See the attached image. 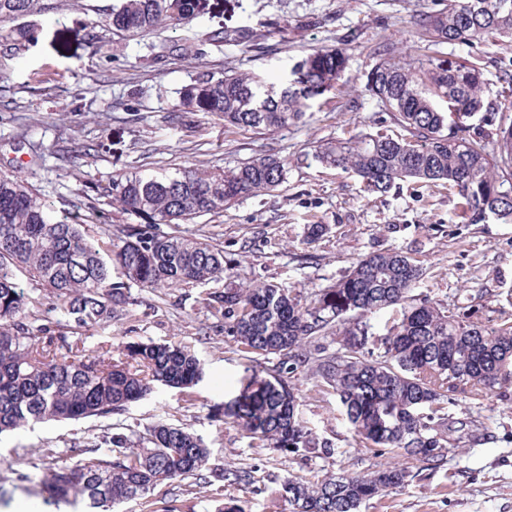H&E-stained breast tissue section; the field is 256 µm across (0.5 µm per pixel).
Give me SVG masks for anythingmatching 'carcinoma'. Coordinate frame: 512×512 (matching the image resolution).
Segmentation results:
<instances>
[{
	"instance_id": "obj_1",
	"label": "carcinoma",
	"mask_w": 512,
	"mask_h": 512,
	"mask_svg": "<svg viewBox=\"0 0 512 512\" xmlns=\"http://www.w3.org/2000/svg\"><path fill=\"white\" fill-rule=\"evenodd\" d=\"M38 0H0V21L33 12ZM206 0H113L103 17L115 34L175 27L205 9ZM446 0L420 26L440 44H472L512 36V0ZM345 54L320 47L291 70L283 88L235 73L199 78L180 92L185 112H211L237 128H279L303 115L304 102L335 89ZM367 90L415 140L362 133L321 145L312 159L350 170L371 191L385 193L399 181L443 182L464 201L470 224L491 218L512 222V123L490 96L480 68L444 55L414 68L389 50L369 73ZM286 179L283 163L266 155L222 173L179 169L132 175L115 183L113 200L144 224L125 230L120 244L90 242L82 225L54 214L37 189L19 175L0 174V434L48 420H81L125 410L156 385L187 389L204 367L181 346L133 341L118 358L79 359L66 340L29 335L25 300L17 284L25 273L51 288L56 308L79 327L120 320L128 297L125 282L143 288H178L224 278V252L181 230L179 224L218 213L239 199L270 191ZM156 224H171L160 232ZM117 264L125 281L112 280ZM423 276L411 256L394 248L358 260L336 283L303 306L291 290L273 283L229 288L212 298L228 333L248 353L245 383L213 414L230 418L257 448L329 453L298 417V393L289 375L309 367L315 386L336 395L357 444L402 450L436 466L455 446L456 426L444 413L455 396L475 399L512 384V318L493 329L478 311L456 312L426 300L409 306ZM400 308L386 334L370 333L369 318ZM343 337L336 352L328 339ZM272 357L270 368L262 361ZM211 451L190 431L157 423L144 434L92 437L80 458L38 480L48 502L86 501L112 512L124 501L151 493L164 481L205 474ZM410 472L386 466L367 475L340 474L317 482L288 479L283 492L293 512H359L361 504L402 488Z\"/></svg>"
}]
</instances>
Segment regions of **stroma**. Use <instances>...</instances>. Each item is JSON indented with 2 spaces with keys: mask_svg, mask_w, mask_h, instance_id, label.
<instances>
[{
  "mask_svg": "<svg viewBox=\"0 0 512 512\" xmlns=\"http://www.w3.org/2000/svg\"><path fill=\"white\" fill-rule=\"evenodd\" d=\"M42 2L41 14L0 22V172L25 177L55 214L79 217L92 242L139 225L138 217L112 202L113 182L133 172L222 171L272 153L285 160L287 178L272 191L186 225V233L223 250L221 281L130 285L121 321L77 327L53 310L49 288L19 276L28 321L46 325L79 353L116 355L128 341L175 343L197 353L204 377L189 389L156 388L108 417L45 421L0 435V512H17L22 503L36 512H86L82 501L44 505L24 492L20 476L43 474L71 458L83 438L142 433L159 421L188 427L211 448V466L247 468L253 481H166L117 512H215L220 504L289 512L281 495L288 476L314 481L381 466L409 468L413 477L405 488L366 501L359 512H512V398L484 397L487 430L462 438L437 469L390 448L356 445L335 396L315 391L302 369L292 379L300 417L331 445V454L256 448L232 421H212L215 406L238 393L246 355L207 302L227 287L275 282L306 303L356 260L397 248L423 268L412 291L415 302L429 299L452 310L475 306L489 327L512 314V223H467L458 195L444 185L407 180L375 193L356 174L312 159L321 144L360 133L410 138L366 87L382 45L406 65L443 52L476 65L491 96L512 114V84L502 80L512 72V40L427 41L420 21L438 0H207L196 18L134 37L97 25L99 11L112 0ZM243 26L252 32V50L219 40L224 29ZM27 28L35 38L24 44L19 32ZM321 46L344 50L346 67L335 91L314 101L299 121L244 130L208 112L177 108L180 89L200 76L234 70L278 83ZM312 224L324 225L325 232L307 245Z\"/></svg>",
  "mask_w": 512,
  "mask_h": 512,
  "instance_id": "1",
  "label": "stroma"
}]
</instances>
